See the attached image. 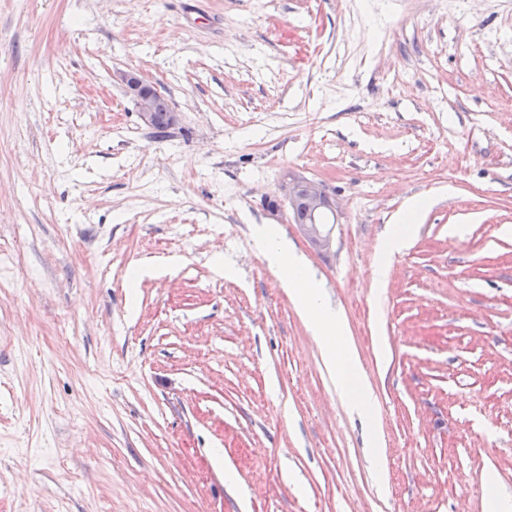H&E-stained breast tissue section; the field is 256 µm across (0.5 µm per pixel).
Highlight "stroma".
<instances>
[{
	"mask_svg": "<svg viewBox=\"0 0 512 512\" xmlns=\"http://www.w3.org/2000/svg\"><path fill=\"white\" fill-rule=\"evenodd\" d=\"M119 70L179 124L156 136ZM289 172L335 193L329 251L272 222ZM265 224L343 315L369 416ZM492 493L512 498V0H0V512ZM424 203L422 201H416L407 211V219L404 224H400L396 229L391 239L387 242V251L393 253L401 248L403 239L407 233L411 230L415 219L419 212L422 210Z\"/></svg>",
	"mask_w": 512,
	"mask_h": 512,
	"instance_id": "obj_1",
	"label": "stroma"
}]
</instances>
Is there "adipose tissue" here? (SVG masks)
Here are the masks:
<instances>
[{
  "label": "adipose tissue",
  "mask_w": 512,
  "mask_h": 512,
  "mask_svg": "<svg viewBox=\"0 0 512 512\" xmlns=\"http://www.w3.org/2000/svg\"><path fill=\"white\" fill-rule=\"evenodd\" d=\"M258 239L268 263L282 271L288 286L313 334L336 372V388L353 408L368 410L370 401L357 363L345 336L341 318L328 308L305 265L286 242L268 228H260Z\"/></svg>",
  "instance_id": "ef3b65f1"
}]
</instances>
